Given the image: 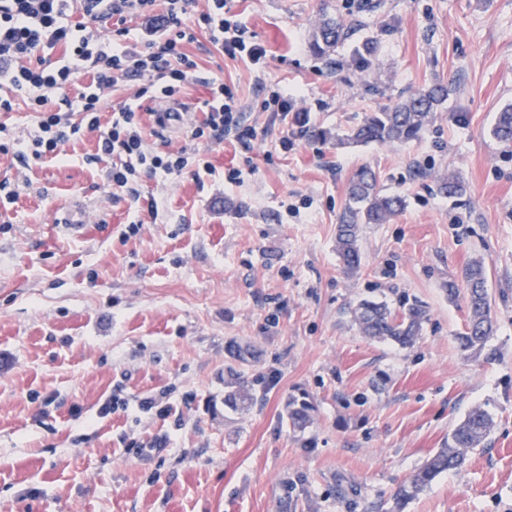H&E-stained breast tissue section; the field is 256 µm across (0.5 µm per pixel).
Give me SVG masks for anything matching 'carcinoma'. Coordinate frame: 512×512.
<instances>
[{
	"instance_id": "1",
	"label": "carcinoma",
	"mask_w": 512,
	"mask_h": 512,
	"mask_svg": "<svg viewBox=\"0 0 512 512\" xmlns=\"http://www.w3.org/2000/svg\"><path fill=\"white\" fill-rule=\"evenodd\" d=\"M354 23L340 15L326 12L315 26L309 48L311 53L329 66L339 67L336 51L349 37ZM372 49L364 43L354 48L353 61L360 72L371 67ZM449 83L436 80L401 96L391 106L366 113L363 120L344 135H332L327 129L316 127L312 137L324 142L336 141V146L386 145L409 142L421 138L428 130L435 112L448 100ZM494 137L502 144H512V104L497 113L493 127ZM439 193L455 197L464 194L466 187L455 174L448 173L435 179ZM405 207V199L398 194L385 192L378 173L367 165L359 167L350 177L347 199L336 229V250L345 270L353 272L361 265L362 252L359 241L364 226L385 224ZM487 277L483 265L475 262L464 272L465 288L456 281H448V298L464 299L468 309V322L459 336L462 350L480 352L494 334L496 321L492 299L486 287ZM353 321L362 334L380 341H391L403 349L416 344L423 325L428 321L426 307L415 301L406 303L398 312L392 311L383 301L363 299L351 308ZM253 402L248 383L236 381L224 395V404L244 410ZM311 406L291 400L287 404L288 420L296 430L303 431L311 423ZM493 421L481 407H473L452 430L445 447L438 449L407 480L401 482L393 496L390 512L403 509L443 473L462 469L468 455L480 447L490 435Z\"/></svg>"
}]
</instances>
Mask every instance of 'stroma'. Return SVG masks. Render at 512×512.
I'll return each mask as SVG.
<instances>
[{
  "label": "stroma",
  "mask_w": 512,
  "mask_h": 512,
  "mask_svg": "<svg viewBox=\"0 0 512 512\" xmlns=\"http://www.w3.org/2000/svg\"><path fill=\"white\" fill-rule=\"evenodd\" d=\"M324 6L356 24L338 73L308 50ZM227 7L265 48L264 70L199 37L185 47L198 69L177 96L182 123L143 115L150 149L198 153L212 173L113 188L90 131L55 159L0 153L18 193L0 208V512H377L476 405L494 421L485 446L405 512H512V146L491 134L512 103V0ZM366 40L377 52L362 75L351 60ZM443 78V111L404 144L338 148L264 108L294 89L296 111L343 134ZM212 79L255 129L248 145L191 138ZM363 165L406 206L364 228L350 273L336 226ZM448 169L463 196L437 194ZM72 206L82 230L56 221ZM476 260L496 328L465 354L467 307L444 285ZM364 298L425 305L414 347L362 336L350 310ZM233 343L257 353L241 368L244 412L224 405ZM292 398L314 407L305 431L288 422Z\"/></svg>",
  "instance_id": "obj_1"
}]
</instances>
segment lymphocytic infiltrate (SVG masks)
<instances>
[{"mask_svg": "<svg viewBox=\"0 0 512 512\" xmlns=\"http://www.w3.org/2000/svg\"><path fill=\"white\" fill-rule=\"evenodd\" d=\"M191 5L192 0H0V87L7 90L0 96V112L12 111L15 96L21 95L39 114L38 133L24 143V150L38 159L58 157L60 145L83 129L100 130L104 93L119 80L138 77L144 84L134 101L121 105L110 128L100 131L99 154L116 159L108 177L123 188L140 170L182 174L189 164L187 149L163 155L147 149L140 99L173 97L192 79L197 64L183 45L193 41L198 28L212 45L254 69H262L266 58L264 47L246 41L241 27L226 18V0H207L193 27L183 21ZM104 16H155L161 26L131 45L128 29H116L108 38L98 33L95 23ZM58 48L65 56L56 60L52 54ZM84 69L93 78L73 106L80 114L74 122L50 107L48 95L65 91ZM207 88L209 96L201 106L205 120L191 129L195 140L220 139L241 126L238 104L223 82L210 81Z\"/></svg>", "mask_w": 512, "mask_h": 512, "instance_id": "f902f5d3", "label": "lymphocytic infiltrate"}]
</instances>
